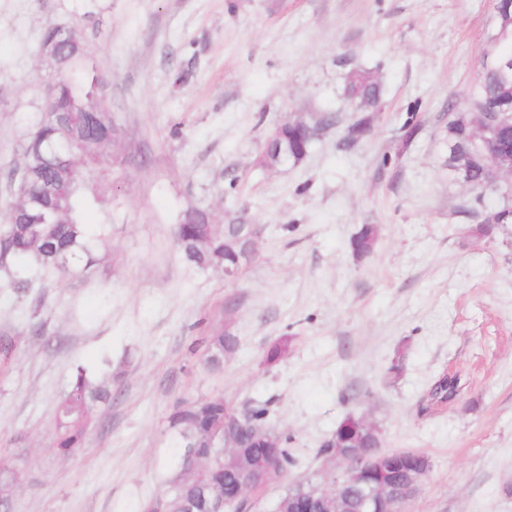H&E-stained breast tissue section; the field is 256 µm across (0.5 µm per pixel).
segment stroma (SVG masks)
I'll use <instances>...</instances> for the list:
<instances>
[{
    "mask_svg": "<svg viewBox=\"0 0 512 512\" xmlns=\"http://www.w3.org/2000/svg\"><path fill=\"white\" fill-rule=\"evenodd\" d=\"M58 24L79 28L120 119L103 181L112 231L88 276L51 274L26 294L0 279L12 512H145L177 472L169 412L212 394L267 406L296 460L248 512L320 474L349 414L383 451L429 457L405 512H512V224L471 234L504 201L455 178L446 131L482 72L494 0H0V215L45 104L42 35ZM356 69L380 82L379 110L346 96ZM288 119L319 133L299 163L267 167V136ZM195 205L258 228L236 278L182 258L175 228ZM364 224L379 238L360 258L350 240ZM221 334L236 345L214 372L205 339ZM284 335L287 356L267 363ZM79 366L117 379L63 459L54 417ZM446 377L454 394L434 398Z\"/></svg>",
    "mask_w": 512,
    "mask_h": 512,
    "instance_id": "35a3bbf8",
    "label": "stroma"
}]
</instances>
